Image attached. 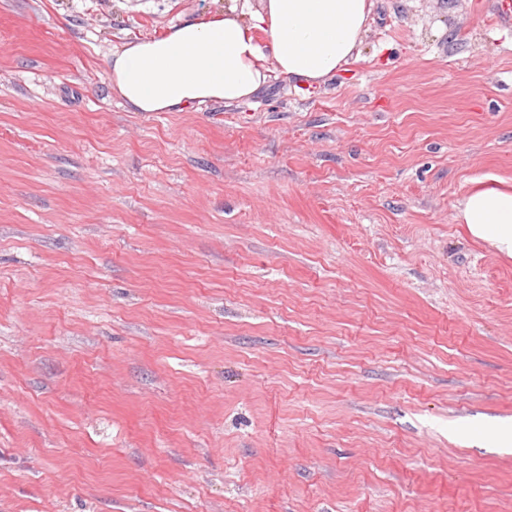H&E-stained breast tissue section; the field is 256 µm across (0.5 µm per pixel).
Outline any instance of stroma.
Instances as JSON below:
<instances>
[{
  "label": "stroma",
  "mask_w": 512,
  "mask_h": 512,
  "mask_svg": "<svg viewBox=\"0 0 512 512\" xmlns=\"http://www.w3.org/2000/svg\"><path fill=\"white\" fill-rule=\"evenodd\" d=\"M229 0H0V512H512V0H373L346 72L134 112ZM457 213L460 224H467L470 234L512 257V189L499 187L503 181L493 175L474 179Z\"/></svg>",
  "instance_id": "1"
}]
</instances>
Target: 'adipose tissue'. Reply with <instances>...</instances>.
Returning <instances> with one entry per match:
<instances>
[{"label":"adipose tissue","mask_w":512,"mask_h":512,"mask_svg":"<svg viewBox=\"0 0 512 512\" xmlns=\"http://www.w3.org/2000/svg\"><path fill=\"white\" fill-rule=\"evenodd\" d=\"M372 0H249L208 21H183L138 39L105 62L112 90L136 112L237 103L271 73L309 84L343 72L367 30ZM470 234L512 257V189L474 179L457 213Z\"/></svg>","instance_id":"adipose-tissue-1"}]
</instances>
